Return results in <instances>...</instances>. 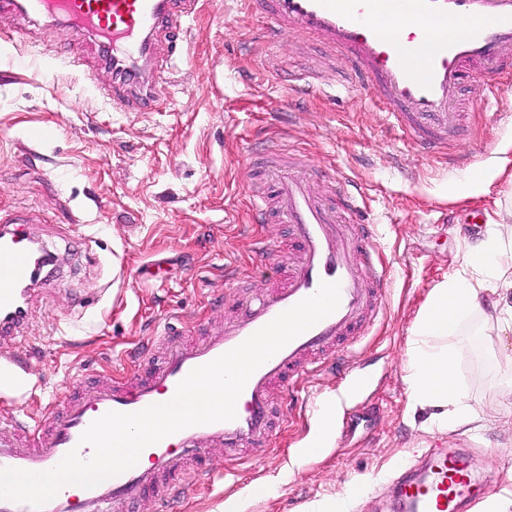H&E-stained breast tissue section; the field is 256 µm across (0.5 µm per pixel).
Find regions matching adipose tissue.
<instances>
[{
  "instance_id": "ef3b65f1",
  "label": "adipose tissue",
  "mask_w": 512,
  "mask_h": 512,
  "mask_svg": "<svg viewBox=\"0 0 512 512\" xmlns=\"http://www.w3.org/2000/svg\"><path fill=\"white\" fill-rule=\"evenodd\" d=\"M492 293L490 308L480 297ZM478 335L512 333V228L469 245L461 267L432 288L417 318L405 363L408 412L431 431L478 428L455 378L452 341L470 325Z\"/></svg>"
}]
</instances>
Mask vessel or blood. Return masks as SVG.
Wrapping results in <instances>:
<instances>
[{"label": "vessel or blood", "instance_id": "vessel-or-blood-1", "mask_svg": "<svg viewBox=\"0 0 512 512\" xmlns=\"http://www.w3.org/2000/svg\"><path fill=\"white\" fill-rule=\"evenodd\" d=\"M248 12L268 18L265 50L274 53L286 37L312 38L342 52L355 78L353 92L378 91L394 131L428 152L442 153L461 122L456 107L461 86L477 75L493 77L512 67V0H244ZM197 0H0L32 18L60 19L91 33L112 61L113 95L133 92L152 99L140 66L154 50L159 32L180 30ZM252 164L264 182L254 200L261 224H284L292 240L287 256L276 258L280 279L247 293L239 311L200 340L185 343L183 329L165 326L158 342L165 351L148 371L130 378L95 381L62 403H47L43 418L20 412L0 414V468L45 472L70 451L90 458L80 437L110 411L134 413L170 401L191 370L240 345L280 313L315 294L321 283L340 285L338 308L291 340L248 379L231 421L187 427L143 450L144 462L84 488L63 486L41 510L0 499V512H129L143 495L167 501L210 482L202 462L206 449H223L240 459L243 451L268 440L283 423L274 414L272 390L314 377L353 337L365 335L383 309L388 275L375 257L374 231L350 223L356 209L354 181L337 175L335 198L313 192L302 159L269 145ZM39 257L27 234L9 217L0 218V335L17 333L26 320ZM462 457L439 450L424 472L400 483L401 512H460L473 499Z\"/></svg>", "mask_w": 512, "mask_h": 512}]
</instances>
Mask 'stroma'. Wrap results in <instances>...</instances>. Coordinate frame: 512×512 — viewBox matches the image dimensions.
I'll use <instances>...</instances> for the list:
<instances>
[{
  "instance_id": "35a3bbf8",
  "label": "stroma",
  "mask_w": 512,
  "mask_h": 512,
  "mask_svg": "<svg viewBox=\"0 0 512 512\" xmlns=\"http://www.w3.org/2000/svg\"><path fill=\"white\" fill-rule=\"evenodd\" d=\"M267 26L237 0H199L180 31L182 58L155 68L156 97L140 112L105 95L112 74L91 34L0 11V210L27 223L65 276L35 283L19 335L0 336V357L25 365L20 388H0V408L38 416L86 381L139 372L126 352L170 318L194 332L222 324L241 298L224 282L225 264L249 288L272 284L276 268L253 241L287 247L288 227L250 223L258 187L250 158L275 139L309 161L320 194L335 193L337 170L360 187L356 219L375 229L387 310L356 345L367 385L338 410L330 448L301 454L317 404L347 383L323 372L280 389L288 422L178 512H222L231 498L240 512H319L355 482L365 489L347 512H397L394 478L438 449L466 452L483 489L474 512H488L512 493V421L497 407L512 333L468 330L455 340L458 380L482 419L475 433L413 423L403 364L431 289L456 272L468 244L512 217V92L492 102L489 82L466 83L451 165L389 132L376 96L350 92L340 52L291 37L266 55ZM74 45L81 64L41 71L39 53ZM484 167L496 175L476 194H449V182ZM151 262L159 277L142 279ZM274 479L275 495H253Z\"/></svg>"
}]
</instances>
